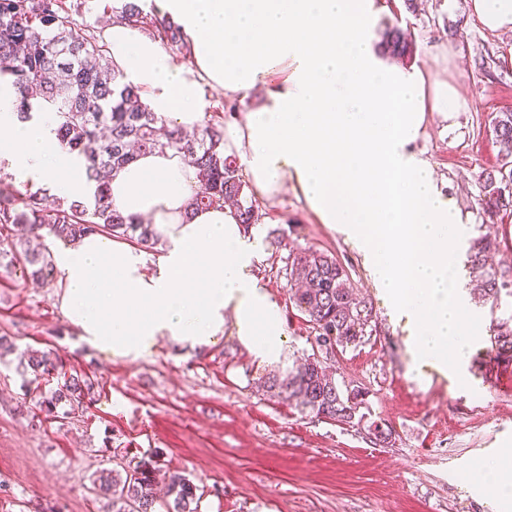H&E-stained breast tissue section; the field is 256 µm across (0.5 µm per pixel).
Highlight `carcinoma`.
Listing matches in <instances>:
<instances>
[{"label":"carcinoma","instance_id":"obj_1","mask_svg":"<svg viewBox=\"0 0 512 512\" xmlns=\"http://www.w3.org/2000/svg\"><path fill=\"white\" fill-rule=\"evenodd\" d=\"M112 8L118 22L159 24L167 42L182 43L177 26L150 20L139 0H119ZM381 52L410 59L404 31L388 26L378 43ZM8 76L19 101L20 117H32V105L56 114L59 141L85 160V175L95 185L92 204L59 200L47 204L39 191L21 196L0 189V262L9 270L20 265L22 276L48 284L53 281L52 252L40 242L49 235L72 242L88 233H102L153 251L159 239L151 225L123 215L112 205L105 181L139 153L173 151L193 160L200 188L190 207L198 209L231 201L241 223L259 220L247 194L237 158L224 155V124L205 121L195 132L170 127L156 113L135 106L138 90L114 68L105 44L95 31L79 27L63 0H0V78ZM491 132L501 146L498 165L481 176L478 204L483 214L512 209V112H499ZM284 228L268 231L274 253L287 247ZM500 252V242L488 235L474 239L468 252L470 275L478 301L490 306V342L495 358L512 357V260L488 264ZM298 288L290 300L312 325V356L281 375L265 378L267 392L295 401L300 410L343 424L355 423L365 404L358 386L336 378L337 350L357 345L367 336L372 309L358 298L346 270L332 255L311 247L289 250L280 269ZM18 353L17 368L29 376L39 410L45 417L70 418L88 406L94 383L69 373L58 355L24 350L0 336V360ZM61 382L44 391L42 382ZM92 491L111 503L112 512H197L198 486L180 471H165L154 457L131 458L120 467L102 469L92 477Z\"/></svg>","mask_w":512,"mask_h":512}]
</instances>
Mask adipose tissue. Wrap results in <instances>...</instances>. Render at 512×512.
<instances>
[{"label": "adipose tissue", "mask_w": 512, "mask_h": 512, "mask_svg": "<svg viewBox=\"0 0 512 512\" xmlns=\"http://www.w3.org/2000/svg\"><path fill=\"white\" fill-rule=\"evenodd\" d=\"M374 0H158L181 28L188 64L141 27L114 23L104 41L140 102L190 131L206 89L265 100L224 131V152L245 166L255 194L292 183L319 221L348 230L369 254L378 287L415 325L422 360L448 367L470 343L474 317L454 272L462 215L414 149L431 112H452L459 91L386 62L366 34ZM0 80V160L17 184L84 201V162L56 135L57 117L17 115ZM196 169L171 151L138 156L109 181L113 206L150 224L164 246L142 249L102 234L53 255L59 303L82 340L134 362L163 341L189 348L224 335L261 363L279 360L282 309L254 267L260 254L235 210L191 209ZM468 484L494 512H512V453L471 467Z\"/></svg>", "instance_id": "1"}]
</instances>
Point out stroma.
Wrapping results in <instances>:
<instances>
[{
	"instance_id": "obj_1",
	"label": "stroma",
	"mask_w": 512,
	"mask_h": 512,
	"mask_svg": "<svg viewBox=\"0 0 512 512\" xmlns=\"http://www.w3.org/2000/svg\"><path fill=\"white\" fill-rule=\"evenodd\" d=\"M469 4L374 0L369 27L376 36L398 25L415 45L409 68L461 88L458 111L432 113L414 149L468 213L459 256L486 232L507 258L512 211L484 220L477 196L481 173L499 162L491 120L512 112V36L485 29ZM452 27L459 37L449 36ZM255 203L259 236L279 226L289 242L334 255L371 307L369 339L335 357L338 376L368 393L367 424L315 417L258 384L271 369H288L312 353L311 327L279 274L287 250H264L255 267L284 315L287 340L273 366L257 364L228 335L199 352L163 343L135 362L107 356L67 323L57 284L0 268V335L22 349L59 351L68 370L95 383L83 416L38 422L23 377L0 366V512H105L91 479L114 467L118 450L159 454L163 469L190 475L201 493L199 512H491L465 484L472 464L512 448V392L489 390L478 376L488 308H474L478 326L462 363L467 381L459 383L446 366L420 361L412 325L393 313L362 251L320 223L301 194L289 186ZM373 421L394 428L392 443H374L367 428Z\"/></svg>"
}]
</instances>
